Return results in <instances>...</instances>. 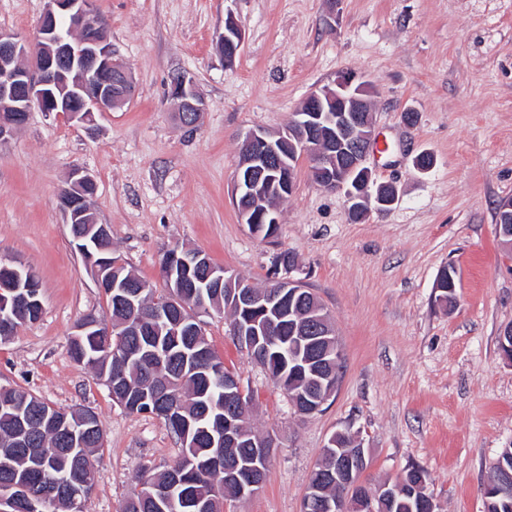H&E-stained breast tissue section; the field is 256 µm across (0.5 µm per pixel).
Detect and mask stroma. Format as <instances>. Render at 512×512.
Returning a JSON list of instances; mask_svg holds the SVG:
<instances>
[{"mask_svg": "<svg viewBox=\"0 0 512 512\" xmlns=\"http://www.w3.org/2000/svg\"><path fill=\"white\" fill-rule=\"evenodd\" d=\"M133 93L86 128L32 111L0 144V255L41 285L35 323L0 342V388L99 416L87 512H121L146 469L171 466L181 446L164 422L127 412L69 354L87 314L109 321L106 297L69 234L58 195L72 172L94 175L92 207L115 256L160 283L173 248L199 249L255 286L280 252L329 313L342 377L321 412L302 416L284 390L234 344L225 314H200L216 354L254 396L251 424L275 446L262 488L224 512H302L328 438L342 432L370 459L367 486L411 467L428 474L441 512H483L487 468L512 446V363L499 349L512 326V253L497 235L512 197V0H95ZM45 0H0V31L34 40ZM244 34L226 63L227 17ZM351 70L375 88L366 164L394 184L389 210L353 220L343 194L313 181L307 160L266 238L242 224L233 194L240 138L285 130L307 95ZM205 103L183 126L168 96L176 75ZM417 114L414 125L404 110ZM434 163L418 171L416 155ZM457 271L438 300L444 266Z\"/></svg>", "mask_w": 512, "mask_h": 512, "instance_id": "35a3bbf8", "label": "stroma"}]
</instances>
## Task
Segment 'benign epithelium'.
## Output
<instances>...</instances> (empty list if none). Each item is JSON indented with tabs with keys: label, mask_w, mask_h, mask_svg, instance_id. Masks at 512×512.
<instances>
[{
	"label": "benign epithelium",
	"mask_w": 512,
	"mask_h": 512,
	"mask_svg": "<svg viewBox=\"0 0 512 512\" xmlns=\"http://www.w3.org/2000/svg\"><path fill=\"white\" fill-rule=\"evenodd\" d=\"M47 6L38 25V38L32 45L17 40L12 34L0 31V143L26 121L32 108L43 112H58L70 120L89 124L95 113L110 112L122 106L132 93L128 67L112 57L105 24L94 9V0H46ZM67 27L58 25L59 19ZM244 41L243 32L228 18L219 38L224 60L232 62L239 55ZM373 87L360 81L351 71H343L332 87L313 90L296 112V120L284 132L276 134L262 129L249 131L240 144V163L234 183V194L256 201L264 197L275 180L288 188L294 187V167L288 164L278 146L291 148V154L302 155L310 161L313 179L330 192H341L349 203L350 218L364 216L370 208L379 211L398 201L396 187L379 184L372 171L364 165L367 151L374 141ZM170 97L175 102L181 123L195 127L200 122L205 104L192 80L183 75L172 78ZM95 179L75 171L69 186L61 191L60 208L66 224H87L89 230L75 241L78 250L93 271L98 288L114 295L118 305L136 307L142 290L129 283L112 281L109 260L94 259L91 249L102 251L100 242L108 233L98 224L88 204L96 193ZM170 271L199 270L211 286H222L224 273L202 251L175 252L165 257ZM293 265L283 267V275L275 277L266 292L243 293L237 302L260 306L265 311L284 310L289 294L296 293L297 281L290 277ZM0 299L18 306L42 305L40 283L35 274L8 258L0 260ZM321 334L306 335L298 329V341L316 348L313 359H297L319 378H331L324 366L329 350L322 341L332 335L329 321L318 318ZM112 333V325L103 323L93 314L77 324L75 335L100 336L101 328ZM296 409L311 415L322 410L327 398L310 403L292 399ZM64 422V433L75 448L84 447L86 432L96 429L94 419L77 409L58 410ZM488 484L506 493L512 489V473L500 469L492 474ZM350 492L362 502L364 512H375V494L358 481L348 483Z\"/></svg>",
	"instance_id": "obj_1"
}]
</instances>
